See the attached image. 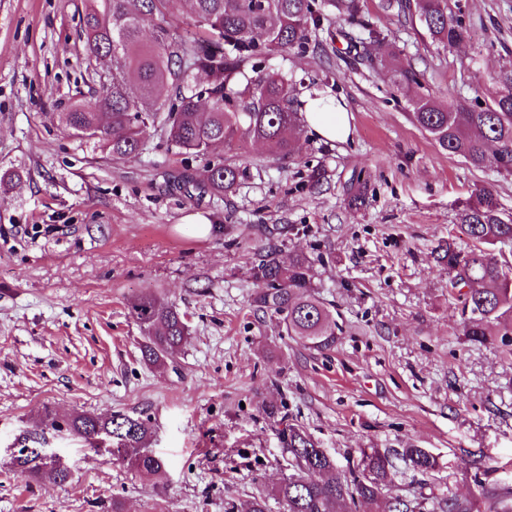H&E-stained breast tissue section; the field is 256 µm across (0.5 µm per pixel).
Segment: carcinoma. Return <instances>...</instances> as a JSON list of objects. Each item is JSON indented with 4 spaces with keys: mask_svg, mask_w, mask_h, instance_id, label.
Here are the masks:
<instances>
[{
    "mask_svg": "<svg viewBox=\"0 0 512 512\" xmlns=\"http://www.w3.org/2000/svg\"><path fill=\"white\" fill-rule=\"evenodd\" d=\"M174 0H88L83 17L85 49L90 57L112 56V84L96 98L75 103L64 113L65 128L77 133L99 132L114 160L143 150L145 136L154 132L186 153L206 156L217 145L231 147L244 140L268 145L286 158L300 135L293 109L295 87L279 72L261 63L294 47L312 42L329 15L342 11L367 36L350 41V51L368 66H389L393 86L400 92L417 90L409 100L413 124L429 134L444 152L474 168L494 167L512 175V71L499 82L505 90L486 103L462 99L450 108L430 92H422V74L391 52L377 58L372 46L382 41L362 15L360 0H189L198 32L182 34L168 21ZM382 8L403 12L416 21L432 43L453 46L467 38L465 22L448 12V0H382ZM152 22L149 39L143 38ZM239 169L218 158L207 167L205 187L221 195L232 189ZM455 232L473 242L464 252L448 239L441 262L454 272L451 287L459 290L465 319L462 335L470 343L500 339L511 347L512 267L493 253L512 248V218H504L493 191L478 190L464 205ZM254 277L261 291L254 302L261 310L282 316L287 335L323 352L336 345V317L311 281L305 257L283 259L271 248L259 250ZM133 316L146 332L144 362L163 365L184 343L189 329L184 315L160 299L143 295L130 303ZM63 431L95 452L127 457L140 473L165 475L163 461L143 450L150 434L147 420L126 414L98 416L77 413L61 419L49 408L40 423L23 432L14 468L31 478L47 477L64 484L68 469L49 468L47 458L28 450L32 436ZM294 473L272 490L288 512H374V505L391 482L386 457L377 450L363 452V470L343 472L302 428L284 432ZM488 512H512V487H482ZM388 512H470L467 501L453 496H398Z\"/></svg>",
    "mask_w": 512,
    "mask_h": 512,
    "instance_id": "cac0c4a2",
    "label": "carcinoma"
}]
</instances>
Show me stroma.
Masks as SVG:
<instances>
[{
    "mask_svg": "<svg viewBox=\"0 0 512 512\" xmlns=\"http://www.w3.org/2000/svg\"><path fill=\"white\" fill-rule=\"evenodd\" d=\"M387 49L411 60L442 103L489 101L512 69V0H448L470 26L460 45L431 43L407 15L361 0ZM85 0H0V512H238L293 473L285 426L307 431L338 469L385 455L386 496L453 494L486 512L485 485L512 483V360L460 329L438 253L476 188L512 216V176L441 151L408 117L382 64L352 65L336 14L317 51L272 61L310 92L345 103L346 141L304 127L290 156L245 143L221 149L240 176L217 197L179 189L203 158L151 135L112 159L61 122L93 97L106 62L87 57ZM368 183L351 201L355 179ZM211 231L199 237L194 217ZM305 256L341 327L309 349L257 310L252 266L265 239ZM155 295L184 314L187 340L148 366L129 303ZM60 415L147 418L157 481L70 437L49 442L72 471L59 485L21 475L8 445ZM436 462L421 472L410 449Z\"/></svg>",
    "mask_w": 512,
    "mask_h": 512,
    "instance_id": "obj_1",
    "label": "stroma"
}]
</instances>
